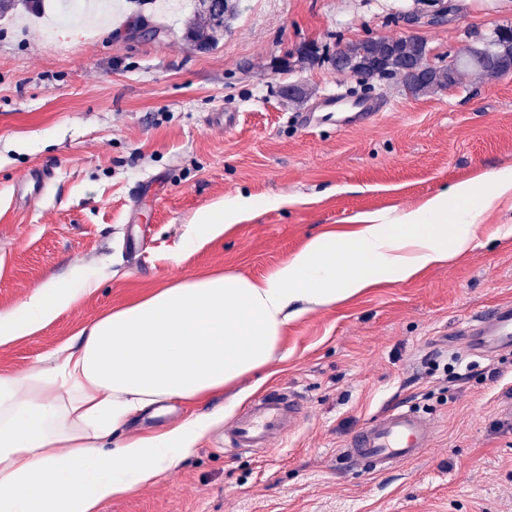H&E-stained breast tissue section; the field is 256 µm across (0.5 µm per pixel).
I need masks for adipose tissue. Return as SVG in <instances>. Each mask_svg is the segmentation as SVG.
Returning a JSON list of instances; mask_svg holds the SVG:
<instances>
[{"label": "adipose tissue", "instance_id": "adipose-tissue-1", "mask_svg": "<svg viewBox=\"0 0 512 512\" xmlns=\"http://www.w3.org/2000/svg\"><path fill=\"white\" fill-rule=\"evenodd\" d=\"M493 182L486 192L485 182ZM512 194V171L477 176L418 208L373 214L346 237H311L263 278H187L109 310L26 373H0V512H99L154 484L224 423L223 408L160 432L127 425L168 401L223 392L273 361L289 322L382 282L468 252L482 215ZM260 202L237 195L200 211L169 251L217 239ZM98 271L51 281L0 315V347L31 336L100 287Z\"/></svg>", "mask_w": 512, "mask_h": 512}]
</instances>
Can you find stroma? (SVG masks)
Listing matches in <instances>:
<instances>
[{
  "instance_id": "stroma-1",
  "label": "stroma",
  "mask_w": 512,
  "mask_h": 512,
  "mask_svg": "<svg viewBox=\"0 0 512 512\" xmlns=\"http://www.w3.org/2000/svg\"><path fill=\"white\" fill-rule=\"evenodd\" d=\"M213 49L184 39L188 18L146 12L50 44L40 21H0V314L48 280L90 268L100 288L34 336L0 348L22 374L103 312L163 283L234 273L258 279L322 231L415 208L477 175L512 168V74H465L414 95L393 79L337 70L361 39L416 36L428 60L512 29V0H234ZM160 37H153V30ZM309 96L291 102L285 84ZM376 104L371 124L343 126L324 101L337 90ZM228 122H211L212 113ZM313 114L302 128L305 114ZM50 178L29 201L32 170ZM240 193L286 198L234 230L166 248L194 215ZM512 301V195L482 217L466 255L291 321L283 360L241 379V405L273 388L298 393L306 417L271 449L240 452L211 433L174 472L100 512H512V350L479 357L454 344L459 322ZM228 400L168 402L152 432ZM396 402L437 422L418 460L364 473L337 465L353 431Z\"/></svg>"
}]
</instances>
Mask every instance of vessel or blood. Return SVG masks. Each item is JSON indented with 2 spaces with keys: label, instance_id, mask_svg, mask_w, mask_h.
Wrapping results in <instances>:
<instances>
[{
  "label": "vessel or blood",
  "instance_id": "1",
  "mask_svg": "<svg viewBox=\"0 0 512 512\" xmlns=\"http://www.w3.org/2000/svg\"><path fill=\"white\" fill-rule=\"evenodd\" d=\"M473 354L512 347V302L496 305L460 323L455 331ZM302 398L292 391L263 395L224 430V445L248 450L268 448L304 416ZM435 433L432 419L410 406L396 404L357 429L338 454L351 465L388 471L418 459Z\"/></svg>",
  "mask_w": 512,
  "mask_h": 512
}]
</instances>
